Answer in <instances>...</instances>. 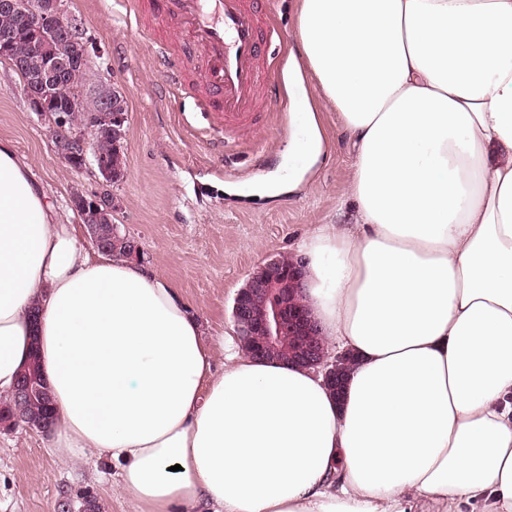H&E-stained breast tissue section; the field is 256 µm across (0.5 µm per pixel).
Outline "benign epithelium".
<instances>
[{"label": "benign epithelium", "mask_w": 512, "mask_h": 512, "mask_svg": "<svg viewBox=\"0 0 512 512\" xmlns=\"http://www.w3.org/2000/svg\"><path fill=\"white\" fill-rule=\"evenodd\" d=\"M8 23L0 25V59L8 62L24 76L22 90L29 108L44 117L51 134L56 156L69 167H93L100 177L102 190L93 194L76 192L72 206L84 225L92 245L101 252H112L111 243L102 239L96 225L112 223L116 211L109 187L124 178L125 170L112 165V159L99 160L100 143L108 140L121 148L127 121L126 98L119 90L107 87L91 78L87 89L73 102L57 110L51 108L48 88L63 79L77 65L91 61L80 23L66 8V0H0V18ZM49 27L55 43L44 47L36 41L30 48L15 49L16 30ZM83 112L86 120L74 123L71 114ZM303 261L297 260L283 270L276 259L259 266L249 277L246 286L239 289L232 306V317L237 340L242 343L252 336L264 337L254 355L262 359H287L323 374L327 384L336 379L335 361L323 351L315 350L309 329L315 321L307 312L290 302L295 286L301 284ZM296 336L294 348L283 352L280 345L284 331ZM18 398L34 394H48L45 383H35L22 373L15 386Z\"/></svg>", "instance_id": "obj_1"}]
</instances>
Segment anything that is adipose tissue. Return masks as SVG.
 Wrapping results in <instances>:
<instances>
[{"instance_id": "adipose-tissue-1", "label": "adipose tissue", "mask_w": 512, "mask_h": 512, "mask_svg": "<svg viewBox=\"0 0 512 512\" xmlns=\"http://www.w3.org/2000/svg\"><path fill=\"white\" fill-rule=\"evenodd\" d=\"M294 191L354 150L310 231L304 298L351 351L316 371L228 349L160 272L90 256L0 140V394L38 346L64 460L95 453L139 512H512V0H297Z\"/></svg>"}]
</instances>
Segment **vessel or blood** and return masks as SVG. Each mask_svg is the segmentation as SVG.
<instances>
[{"instance_id":"1","label":"vessel or blood","mask_w":512,"mask_h":512,"mask_svg":"<svg viewBox=\"0 0 512 512\" xmlns=\"http://www.w3.org/2000/svg\"><path fill=\"white\" fill-rule=\"evenodd\" d=\"M261 0H159L158 16L182 42L192 45L203 66L200 80L206 89L205 106L212 122L207 143L222 151L243 137L254 123L257 92L268 84L271 69L261 64L265 39L277 38L260 8ZM157 64L169 87L181 90L185 74L168 40L151 43Z\"/></svg>"}]
</instances>
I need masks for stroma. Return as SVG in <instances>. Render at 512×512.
I'll return each mask as SVG.
<instances>
[{"mask_svg":"<svg viewBox=\"0 0 512 512\" xmlns=\"http://www.w3.org/2000/svg\"><path fill=\"white\" fill-rule=\"evenodd\" d=\"M149 0H67L93 47V68L104 84L124 93L128 137L126 175L112 187L118 203L114 221L134 238L138 262L162 272L189 302L206 333L234 335L231 307L250 274L271 258L292 256L312 228L336 221L337 206L352 176L353 156L339 133L336 110L319 101L327 148L313 173L293 193L252 195L276 179L287 153L291 111L284 75L297 41L296 0H270L266 13L282 34L266 44L276 64L272 82L257 93L261 120L227 155L209 152L201 134L210 117L198 102L201 62L182 44L190 92L173 94L155 62L135 15ZM0 139L24 156L50 201L72 224L80 219L73 191L99 188L90 170L65 167L54 154L47 124L28 107L18 75L0 62ZM241 188L231 195L227 186ZM46 434L19 426L0 431V512H60L66 499L89 495L101 512H134L112 490L111 470L90 454L77 462L49 453Z\"/></svg>","mask_w":512,"mask_h":512,"instance_id":"stroma-1","label":"stroma"}]
</instances>
